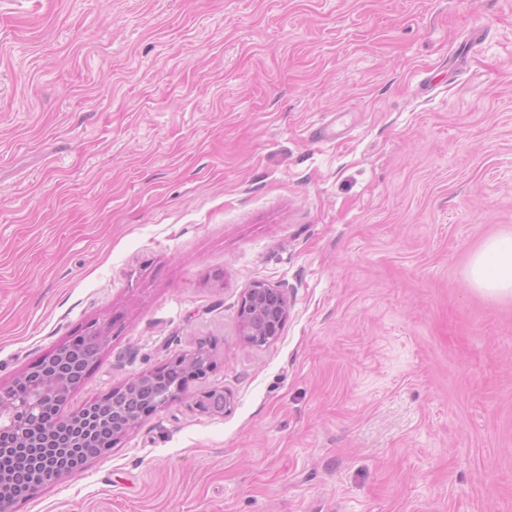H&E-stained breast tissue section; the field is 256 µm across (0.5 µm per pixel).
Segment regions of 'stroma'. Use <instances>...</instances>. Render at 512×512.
Wrapping results in <instances>:
<instances>
[{"label": "stroma", "instance_id": "35a3bbf8", "mask_svg": "<svg viewBox=\"0 0 512 512\" xmlns=\"http://www.w3.org/2000/svg\"><path fill=\"white\" fill-rule=\"evenodd\" d=\"M503 231L512 0H0V385L214 363L18 512H512ZM468 278L478 290L512 297V232L488 238L472 256ZM255 307L254 320L246 319L248 311ZM279 312L287 316L288 309L282 292L266 284L251 287L243 296L239 309V324L242 335L249 342L252 336H269L266 332L268 325L274 322Z\"/></svg>", "mask_w": 512, "mask_h": 512}]
</instances>
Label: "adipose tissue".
Masks as SVG:
<instances>
[{"instance_id":"obj_1","label":"adipose tissue","mask_w":512,"mask_h":512,"mask_svg":"<svg viewBox=\"0 0 512 512\" xmlns=\"http://www.w3.org/2000/svg\"><path fill=\"white\" fill-rule=\"evenodd\" d=\"M468 278L478 290L512 297V232L488 238L471 259Z\"/></svg>"}]
</instances>
